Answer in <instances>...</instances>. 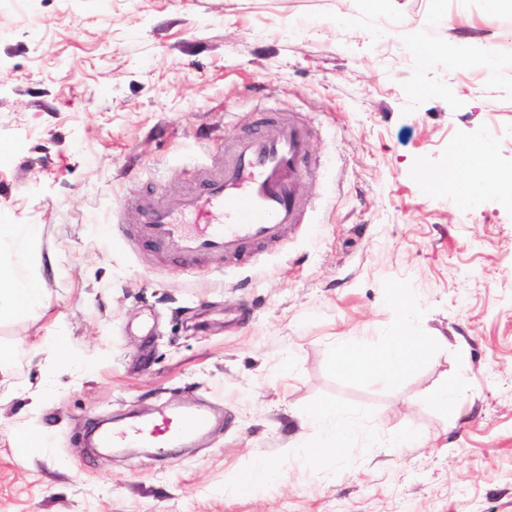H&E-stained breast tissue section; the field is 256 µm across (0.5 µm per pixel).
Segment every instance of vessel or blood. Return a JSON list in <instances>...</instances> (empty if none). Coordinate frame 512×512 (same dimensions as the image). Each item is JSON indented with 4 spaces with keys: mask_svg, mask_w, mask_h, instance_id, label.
Wrapping results in <instances>:
<instances>
[{
    "mask_svg": "<svg viewBox=\"0 0 512 512\" xmlns=\"http://www.w3.org/2000/svg\"><path fill=\"white\" fill-rule=\"evenodd\" d=\"M310 165L306 127L265 110L255 127L224 147L222 161L197 169L193 187L174 202L145 196L133 241L191 265L233 253L250 258L257 245L273 246L285 224H300L306 208L297 187ZM205 412L159 411L144 421L99 430V448H176L209 428Z\"/></svg>",
    "mask_w": 512,
    "mask_h": 512,
    "instance_id": "vessel-or-blood-1",
    "label": "vessel or blood"
}]
</instances>
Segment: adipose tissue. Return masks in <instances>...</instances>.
<instances>
[{
  "mask_svg": "<svg viewBox=\"0 0 512 512\" xmlns=\"http://www.w3.org/2000/svg\"><path fill=\"white\" fill-rule=\"evenodd\" d=\"M44 295L33 279L0 274V313L14 317L25 315L42 305ZM430 343L426 336H383L374 347L360 342L343 340L338 342L336 356L340 367L367 380L390 383L403 377L412 369V350L423 349ZM308 419L313 424H322L331 429L330 441L306 449L305 454L312 465L329 456L341 455L351 447L359 432L357 420L346 415L332 404L316 405Z\"/></svg>",
  "mask_w": 512,
  "mask_h": 512,
  "instance_id": "1",
  "label": "adipose tissue"
}]
</instances>
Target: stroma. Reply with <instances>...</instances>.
Returning a JSON list of instances; mask_svg holds the SVG:
<instances>
[{
    "label": "stroma",
    "mask_w": 512,
    "mask_h": 512,
    "mask_svg": "<svg viewBox=\"0 0 512 512\" xmlns=\"http://www.w3.org/2000/svg\"><path fill=\"white\" fill-rule=\"evenodd\" d=\"M0 0V219L38 230L0 250L44 305L0 318V512H512V205L497 188L455 201L428 178L492 143L512 169V67L424 62L418 45L512 49V15L447 0ZM309 130L303 224L254 262L177 271L130 239L143 191L170 201L262 109ZM410 297L411 312L398 303ZM67 336L79 365L49 356ZM429 336L398 382L343 372L341 340ZM456 387L455 404L438 401ZM43 392L38 414L30 394ZM329 402L420 444L360 439L313 470ZM208 410L186 448L86 447L100 417L159 404ZM49 451L19 458V427ZM253 494L225 486L255 459Z\"/></svg>",
    "instance_id": "1"
}]
</instances>
